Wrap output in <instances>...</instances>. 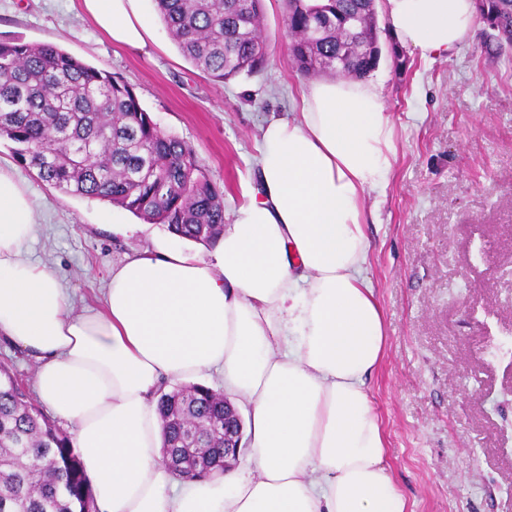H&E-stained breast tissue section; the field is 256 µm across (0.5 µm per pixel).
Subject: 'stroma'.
Returning a JSON list of instances; mask_svg holds the SVG:
<instances>
[{"instance_id": "1", "label": "stroma", "mask_w": 512, "mask_h": 512, "mask_svg": "<svg viewBox=\"0 0 512 512\" xmlns=\"http://www.w3.org/2000/svg\"><path fill=\"white\" fill-rule=\"evenodd\" d=\"M144 50L112 44L79 0H0V40L53 43L133 85L162 130L189 144L224 190V217L256 184L259 129L293 109L305 76L288 64L284 0H264L267 58L218 83L188 61L160 19ZM380 35L369 79L382 89L397 161L365 199V275L384 311L386 356L368 379L391 476L411 512H512V50L476 23L449 58L425 60ZM12 163L35 205L29 244L69 290L100 303L110 271L144 248L189 246L99 200L63 194Z\"/></svg>"}]
</instances>
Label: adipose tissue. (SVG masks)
<instances>
[{"label": "adipose tissue", "mask_w": 512, "mask_h": 512, "mask_svg": "<svg viewBox=\"0 0 512 512\" xmlns=\"http://www.w3.org/2000/svg\"><path fill=\"white\" fill-rule=\"evenodd\" d=\"M146 0H80L112 42L144 49ZM420 58L467 41L474 0H385ZM397 156L380 88L314 81L260 130L257 187L207 256L145 249L113 266L102 306L74 311L26 244V185L0 164V340L35 358L37 401L71 426L98 512H408L367 388L387 348L364 277L366 194ZM219 372L249 411L251 464L181 479L163 463L153 393Z\"/></svg>", "instance_id": "obj_1"}]
</instances>
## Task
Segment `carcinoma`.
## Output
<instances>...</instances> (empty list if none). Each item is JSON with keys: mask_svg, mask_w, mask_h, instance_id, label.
Segmentation results:
<instances>
[{"mask_svg": "<svg viewBox=\"0 0 512 512\" xmlns=\"http://www.w3.org/2000/svg\"><path fill=\"white\" fill-rule=\"evenodd\" d=\"M182 55L224 82L266 60L263 0H153ZM289 65L362 80L374 71L370 0H286ZM498 46L512 45V0H489ZM61 192L108 201L184 239L224 234V191L194 148L163 132L129 83L51 43L0 41V141ZM163 447L179 476L205 479L223 464L224 395L189 384L160 394ZM0 512H95L72 440L0 366Z\"/></svg>", "mask_w": 512, "mask_h": 512, "instance_id": "carcinoma-1", "label": "carcinoma"}]
</instances>
